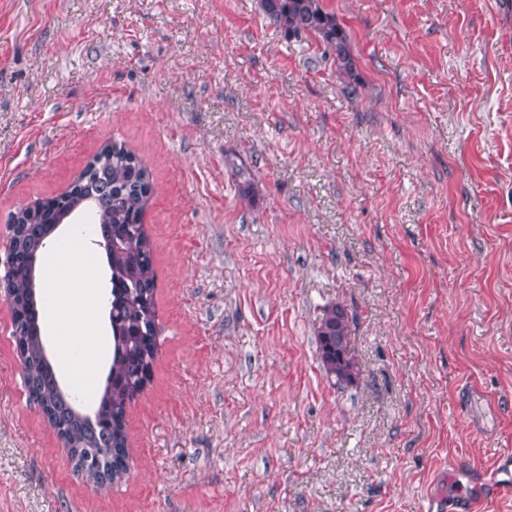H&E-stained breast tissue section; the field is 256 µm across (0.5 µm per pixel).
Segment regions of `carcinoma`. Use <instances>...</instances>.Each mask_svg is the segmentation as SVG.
<instances>
[{
	"label": "carcinoma",
	"mask_w": 512,
	"mask_h": 512,
	"mask_svg": "<svg viewBox=\"0 0 512 512\" xmlns=\"http://www.w3.org/2000/svg\"><path fill=\"white\" fill-rule=\"evenodd\" d=\"M264 17L289 36L311 34L331 52L336 69L344 78L347 94L356 93L358 75L348 48V35L336 17L325 11L320 0H260ZM96 157L107 167L105 183H90L78 193L66 196L71 209H88L97 217V231L105 226L121 235L119 244L106 253L112 271V322L123 331L122 345L112 346L110 371L114 383H106L100 398L98 419L112 425V447L128 448L127 427L123 420L127 407L135 399L144 366H153L157 355L156 280L153 267V241L143 228L144 215L152 194L145 186L152 175L131 151L122 145L102 147ZM55 214L21 206L13 214L16 224L15 263L7 275L6 287L15 298L24 300L31 290L43 288L40 276H31L28 257L43 250L40 240L49 233ZM28 331L19 337L23 346L26 377L30 392L47 411L55 410L60 421L70 426L72 442L77 448H97L103 439L102 429L92 430L82 424L77 402L71 396L62 399L55 386L50 367L43 362L39 336V309L30 308L26 320ZM317 354L326 377L339 387L354 385L360 377V365L351 337V317L344 306L324 308L317 327Z\"/></svg>",
	"instance_id": "1"
}]
</instances>
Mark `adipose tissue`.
Wrapping results in <instances>:
<instances>
[{
    "label": "adipose tissue",
    "instance_id": "obj_1",
    "mask_svg": "<svg viewBox=\"0 0 512 512\" xmlns=\"http://www.w3.org/2000/svg\"><path fill=\"white\" fill-rule=\"evenodd\" d=\"M59 248L46 249L43 255L44 286L51 295L79 292L83 303L77 313L52 307L45 324L48 337L55 340L60 354L59 371L79 399H87L90 373L107 357V336L97 320L100 304L97 289L87 287L90 278L86 253L69 255L66 265H59Z\"/></svg>",
    "mask_w": 512,
    "mask_h": 512
}]
</instances>
